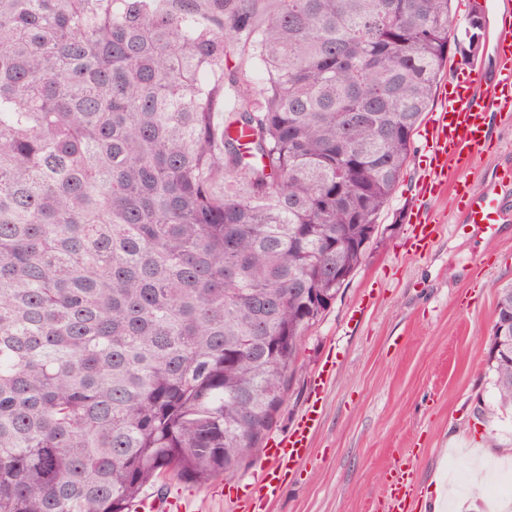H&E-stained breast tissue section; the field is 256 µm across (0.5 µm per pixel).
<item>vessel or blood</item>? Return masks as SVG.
<instances>
[{
	"instance_id": "obj_1",
	"label": "vessel or blood",
	"mask_w": 512,
	"mask_h": 512,
	"mask_svg": "<svg viewBox=\"0 0 512 512\" xmlns=\"http://www.w3.org/2000/svg\"><path fill=\"white\" fill-rule=\"evenodd\" d=\"M492 53L495 58L492 72H485L478 66L456 71L426 128L427 159L418 194L419 206L409 237V246L414 252L426 251L433 234L444 222L427 203L445 186L452 189L453 205L463 223L476 226L488 237H495L501 224L512 221V204L506 198L512 175L498 174L479 190L469 181L448 179L449 168L469 165L491 145L492 114L512 112L511 25L497 28ZM332 376V367L326 366L314 379L307 408L288 435L270 451V462L258 476L248 501V512H261L263 506L277 499L287 474L296 470L306 457L311 435L321 418L324 387ZM385 497V512H409L413 501V474L408 465L390 469ZM136 509L137 512H184L183 504L174 498L148 497L140 500Z\"/></svg>"
}]
</instances>
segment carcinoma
Here are the masks:
<instances>
[{
    "instance_id": "1",
    "label": "carcinoma",
    "mask_w": 512,
    "mask_h": 512,
    "mask_svg": "<svg viewBox=\"0 0 512 512\" xmlns=\"http://www.w3.org/2000/svg\"><path fill=\"white\" fill-rule=\"evenodd\" d=\"M275 2L0 0V512H131L262 448L485 19ZM486 366L512 414V344Z\"/></svg>"
}]
</instances>
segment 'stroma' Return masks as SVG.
<instances>
[{
	"instance_id": "obj_1",
	"label": "stroma",
	"mask_w": 512,
	"mask_h": 512,
	"mask_svg": "<svg viewBox=\"0 0 512 512\" xmlns=\"http://www.w3.org/2000/svg\"><path fill=\"white\" fill-rule=\"evenodd\" d=\"M496 149L477 156L462 176L475 188L512 165V118H493ZM415 151L379 232L350 282L304 337L300 369L264 445L274 443L304 412L310 385L334 361L322 415L307 456L289 475L267 512H380L386 472L401 463L419 480L416 512L437 488L467 512H512V492L490 496L472 484L473 450L495 428L512 444V420H478L476 406L494 405L486 372L498 290L512 284V223L496 238L460 224L448 193L431 201L447 218L426 252L407 244L425 140ZM261 457L207 487L164 474L149 495L181 500L187 512H241L256 483Z\"/></svg>"
}]
</instances>
